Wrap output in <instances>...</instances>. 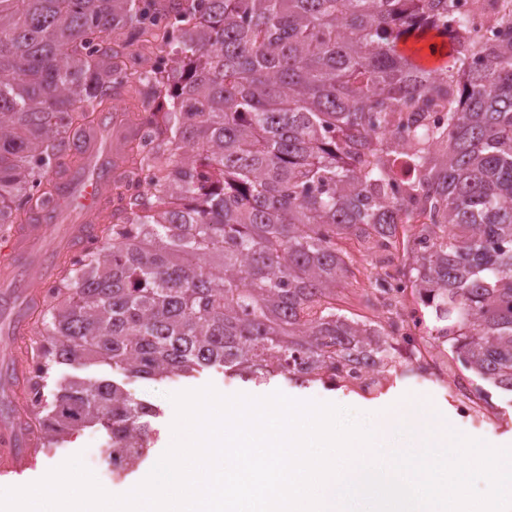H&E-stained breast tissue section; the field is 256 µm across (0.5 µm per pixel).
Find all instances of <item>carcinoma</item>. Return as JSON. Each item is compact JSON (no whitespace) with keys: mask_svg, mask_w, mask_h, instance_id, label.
<instances>
[{"mask_svg":"<svg viewBox=\"0 0 512 512\" xmlns=\"http://www.w3.org/2000/svg\"><path fill=\"white\" fill-rule=\"evenodd\" d=\"M491 38L456 0H0V238L36 222L88 119L138 99L95 247L62 259L40 376L206 368L344 386L395 324L336 312L337 241L402 250L440 344L512 393V0ZM172 50L165 68L155 52ZM410 225L398 241L397 226ZM160 410L69 380L30 413L41 452L83 427L118 470Z\"/></svg>","mask_w":512,"mask_h":512,"instance_id":"cac0c4a2","label":"carcinoma"}]
</instances>
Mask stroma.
I'll list each match as a JSON object with an SVG mask.
<instances>
[{"instance_id":"obj_1","label":"stroma","mask_w":512,"mask_h":512,"mask_svg":"<svg viewBox=\"0 0 512 512\" xmlns=\"http://www.w3.org/2000/svg\"><path fill=\"white\" fill-rule=\"evenodd\" d=\"M339 246L350 259L352 274L347 283L338 289L334 306L348 317L367 323H385L386 314L378 301L380 293L375 286V280L380 275L383 262L401 264L404 261L402 254L395 251L380 254L366 249L354 239L340 240ZM434 325L433 317H426L420 328L422 345L446 361V373L442 374L431 368L421 369L419 359L408 360L399 353L380 384L369 389L356 385L331 387L319 382L301 386L281 376L259 382L225 374L223 369L216 367L201 371L191 378L162 382L129 377L105 366L93 365L80 370L70 367L56 368L47 380V391H54L64 379L74 375L91 381L107 378L123 385L134 398L160 408V416L151 421L155 444L145 460L116 473L100 456L102 432L94 428H84L76 432L69 443L50 453L38 455L24 469L0 475V488L19 487L35 482L39 480L45 465H59L78 454L103 489L113 495L120 494L127 484L137 481L143 473L151 470L170 446L173 439L171 424L175 417L170 394L197 390L209 384L224 395L244 393L265 396L279 390L295 399L333 403L353 409L356 418L366 424L370 423L376 412L391 403L420 392L429 397L461 434L494 445L511 444L512 395L483 383L463 369L458 361L452 359L450 351L439 346Z\"/></svg>"}]
</instances>
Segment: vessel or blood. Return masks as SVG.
Returning <instances> with one entry per match:
<instances>
[{
	"instance_id": "obj_1",
	"label": "vessel or blood",
	"mask_w": 512,
	"mask_h": 512,
	"mask_svg": "<svg viewBox=\"0 0 512 512\" xmlns=\"http://www.w3.org/2000/svg\"><path fill=\"white\" fill-rule=\"evenodd\" d=\"M131 132L120 109L96 114L85 132V147L75 166L62 174L64 191L39 224L14 225L0 261L12 266V279L0 284V313L7 319L0 339V390L13 398L25 385L18 345L43 305L38 285L50 279L59 259L82 252L93 233L91 221L112 190L120 171L118 144ZM37 437L19 411L0 415V471H18L33 462Z\"/></svg>"
}]
</instances>
